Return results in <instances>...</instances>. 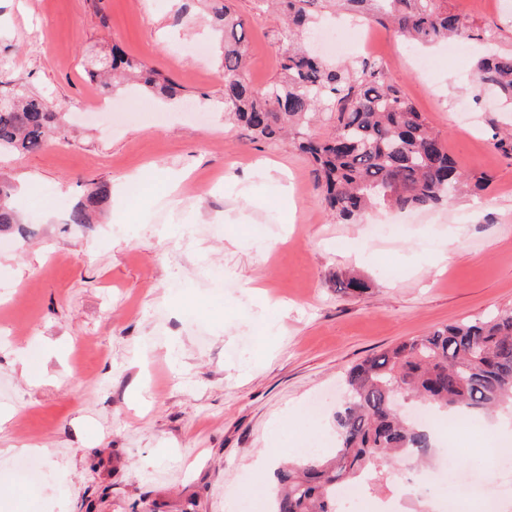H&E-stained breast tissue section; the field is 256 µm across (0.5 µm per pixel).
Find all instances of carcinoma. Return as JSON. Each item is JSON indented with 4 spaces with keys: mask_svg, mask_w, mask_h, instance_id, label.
Wrapping results in <instances>:
<instances>
[{
    "mask_svg": "<svg viewBox=\"0 0 512 512\" xmlns=\"http://www.w3.org/2000/svg\"><path fill=\"white\" fill-rule=\"evenodd\" d=\"M221 45L224 112L255 140L293 135L312 160V176L326 208L339 220L358 223L378 205L428 209L447 203L469 183L425 117L387 82L376 62L329 64L299 43L317 20L314 8L338 5L361 22H378L397 37L421 46L474 31L442 0H253L257 16L276 8L281 26L278 76L255 88L243 63V22L231 0H202ZM90 75L112 91V80H132L155 95L175 99L183 87L118 47L92 61ZM476 81L512 112V52L491 50L474 66ZM317 114L331 131L309 133ZM58 124L42 95L0 80V153H34L52 143ZM111 191L98 184L76 202L70 224H90ZM19 223L13 186L0 182V227ZM400 399L449 416L512 413V306L457 321L409 338L353 366L334 416L336 448L328 455L303 454L278 468L272 512H338L336 490L363 477L381 480L385 467L427 456L432 430L406 419Z\"/></svg>",
    "mask_w": 512,
    "mask_h": 512,
    "instance_id": "1",
    "label": "carcinoma"
}]
</instances>
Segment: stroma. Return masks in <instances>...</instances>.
<instances>
[{
	"label": "stroma",
	"mask_w": 512,
	"mask_h": 512,
	"mask_svg": "<svg viewBox=\"0 0 512 512\" xmlns=\"http://www.w3.org/2000/svg\"><path fill=\"white\" fill-rule=\"evenodd\" d=\"M477 38L461 57L420 53L377 28L389 81L483 189L430 210L378 208L344 224L322 204L293 142L254 141L224 119L217 50L198 10L174 0H0L9 76L63 113L60 140L0 155L38 234L0 241V512H236L274 486L268 449L290 457L333 430L346 370L407 338L512 305V159L473 76L481 38L512 52V0H447ZM248 78L277 75L275 16L235 0ZM186 91L170 104L129 87L107 95L91 54L112 46ZM108 99L111 114L95 110ZM467 111H459V103ZM112 189L97 224L68 223L92 184ZM396 223L399 234H378ZM456 250L444 257L447 240ZM220 269L214 284L207 267ZM356 272L366 292L340 289ZM322 400L318 425L303 409ZM498 452L464 462L480 495L445 491L412 465L365 485L372 501L415 482L406 506L482 512L505 476ZM41 459L32 485L15 460Z\"/></svg>",
	"instance_id": "stroma-1"
}]
</instances>
